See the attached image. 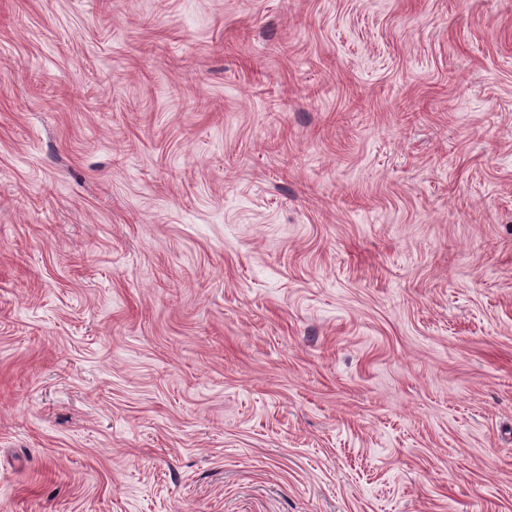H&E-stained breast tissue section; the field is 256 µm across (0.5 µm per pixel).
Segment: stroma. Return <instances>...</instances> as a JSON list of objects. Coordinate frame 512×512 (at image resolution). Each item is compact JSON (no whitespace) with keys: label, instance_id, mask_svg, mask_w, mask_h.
<instances>
[{"label":"stroma","instance_id":"stroma-1","mask_svg":"<svg viewBox=\"0 0 512 512\" xmlns=\"http://www.w3.org/2000/svg\"><path fill=\"white\" fill-rule=\"evenodd\" d=\"M0 512H512V0H0Z\"/></svg>","mask_w":512,"mask_h":512}]
</instances>
